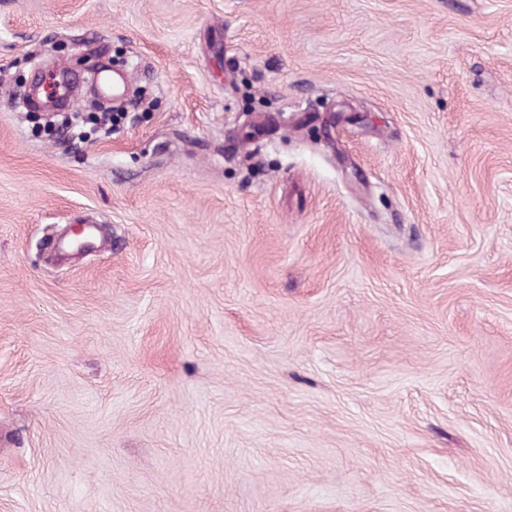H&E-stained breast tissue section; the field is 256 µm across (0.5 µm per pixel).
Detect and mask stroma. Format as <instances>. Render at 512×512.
I'll use <instances>...</instances> for the list:
<instances>
[{
  "label": "stroma",
  "mask_w": 512,
  "mask_h": 512,
  "mask_svg": "<svg viewBox=\"0 0 512 512\" xmlns=\"http://www.w3.org/2000/svg\"><path fill=\"white\" fill-rule=\"evenodd\" d=\"M0 512H512V0H0ZM85 230L82 237L78 240L64 238L58 241L57 251L64 256H70L74 251L81 252L92 248L97 249V229L94 224H85Z\"/></svg>",
  "instance_id": "obj_1"
}]
</instances>
